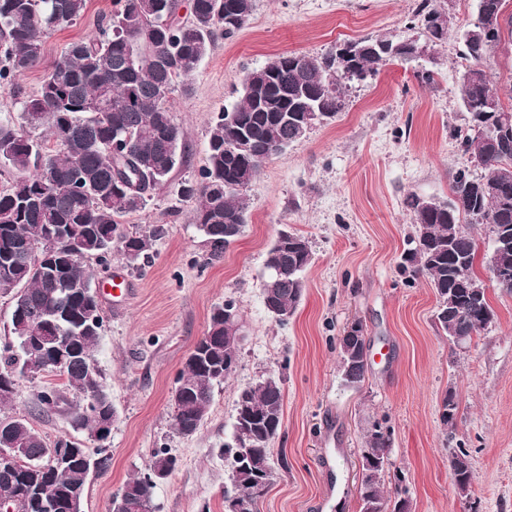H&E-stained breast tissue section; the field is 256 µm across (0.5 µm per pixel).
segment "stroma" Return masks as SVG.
I'll return each mask as SVG.
<instances>
[{"mask_svg":"<svg viewBox=\"0 0 512 512\" xmlns=\"http://www.w3.org/2000/svg\"><path fill=\"white\" fill-rule=\"evenodd\" d=\"M418 0H254L245 26L217 39L188 92H175L173 119L186 134V163L155 191L126 226L161 224L151 262L131 269L113 253L111 272L129 292L98 285L103 327L95 354L116 417L102 446L111 457L105 474L88 481L83 512H110L126 481L147 471L165 449L178 468L153 489L156 512H224V488L241 387L281 379L283 426L273 443L275 467L257 512H358L361 456L370 428L389 436V459L409 512H512V293L488 284L493 321L464 346H454L436 323L437 298L428 280L412 277L403 258L415 235L403 200L415 194L447 199L451 176L464 157L457 134L468 119L460 104L466 66L457 29L477 18L476 0H441L452 31L428 54L395 61L376 77L348 87V107L314 127L286 155L267 160L245 190L249 221L223 261L206 264V248L192 222L182 181L205 164L215 115L234 102L247 70L286 53L317 55L366 36L422 37ZM112 0H89L76 23L50 34L40 63L0 88V121L21 126V99L37 94L63 49L97 36ZM435 81H422L425 71ZM304 235L313 260L305 290L287 322L267 311L261 281L266 251L278 231ZM234 302L246 336L237 368L215 387L208 416L191 436L171 418V392L184 362L208 328L215 306ZM370 343L360 387L343 385L338 339L350 324ZM64 400L40 413L43 386ZM453 395L452 424L442 403ZM76 395L65 377L18 378L2 416H22L46 441L69 439L88 451L100 444L74 429ZM467 452L468 496L454 484L450 460Z\"/></svg>","mask_w":512,"mask_h":512,"instance_id":"35a3bbf8","label":"stroma"}]
</instances>
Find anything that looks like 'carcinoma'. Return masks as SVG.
<instances>
[{
	"instance_id": "cac0c4a2",
	"label": "carcinoma",
	"mask_w": 512,
	"mask_h": 512,
	"mask_svg": "<svg viewBox=\"0 0 512 512\" xmlns=\"http://www.w3.org/2000/svg\"><path fill=\"white\" fill-rule=\"evenodd\" d=\"M88 0H0V85L37 66L43 38L62 25L84 16ZM181 0H113V10L100 20L99 36L68 44L44 78L37 94L22 101L26 124L45 128L55 146L10 124L0 123V162L20 173L15 184L0 192V292H15L12 327L23 323L54 324L56 333L70 340L73 350L55 367L80 397L73 413L76 428L96 432L104 416L115 410L104 377L90 396L85 386L98 369L95 352L103 319L93 301L91 283L96 270L84 263L94 256L98 265L111 266L112 250L128 265L144 268L152 242L165 228L154 224L129 229L124 218L144 209L153 193L167 183L181 153L184 132L173 123L170 94L186 91L217 35L229 39L246 24L253 0H191L190 19L179 18ZM437 0H420L415 15L426 31V43L436 45L448 32L434 29L430 16ZM479 28L473 23L461 33L464 56L470 61L459 77L461 105L468 114V129L459 135L465 163L452 175L450 195L428 206L411 194L405 203L417 225L415 247L404 262L414 275L427 278L439 305L440 328H455L467 337L481 332L493 319L487 291L481 306L469 304L460 286L465 276L476 286L478 245L467 224H487L493 249L485 270L499 263L512 270V244L504 248L501 227L512 232V105L503 103L488 65L496 49L471 40ZM140 43L135 66L128 58L132 42ZM410 38L386 36L357 40L358 54L340 65L336 49L318 56L278 55L247 72L236 102L217 113L210 130L206 163L200 177L183 182L180 194L193 203L192 221L207 246L205 262L224 259L247 224L244 190L257 178L272 147L288 149L299 140V115L308 108L333 119L346 107L350 84L373 78L379 67L414 57ZM123 129L131 142L114 145L112 132ZM247 143L240 150L237 143ZM481 173L476 175L472 168ZM500 185L497 193L487 191ZM37 247L46 265L35 266L25 247ZM266 258L277 267L264 278L265 306L277 308L288 321L299 303L303 273L312 261L309 241L291 232L277 236ZM241 318L233 302L213 309L208 331L210 346L197 363H185L176 385L182 387L181 410L173 416L175 429L190 436L209 411L214 387L221 384L205 370L224 365V314ZM364 340L345 335L339 339L342 381L356 387L366 377ZM27 354L21 341L0 346V405L12 401L17 377L25 372ZM257 426L253 443L272 458L269 422L283 413L280 381L270 377L243 388ZM60 392L45 386L37 407L45 413L59 407ZM0 448L17 454L14 470L0 469V488L14 485L22 498L15 512H66L74 489L86 485L84 471L97 466L105 473L111 465L106 449L95 453L76 442L59 439L50 444L20 416L0 417ZM365 508L387 502L386 476L390 475L388 436L374 424L362 456ZM177 458L163 449L153 453L148 472L129 479L113 509L140 512V501L152 502L154 474L171 473ZM460 489L466 493L472 472L468 454L457 461ZM234 492L258 500L266 491L255 489L247 477L229 475Z\"/></svg>"
}]
</instances>
